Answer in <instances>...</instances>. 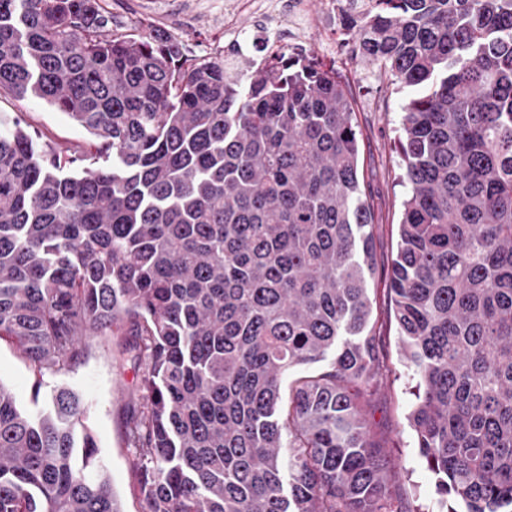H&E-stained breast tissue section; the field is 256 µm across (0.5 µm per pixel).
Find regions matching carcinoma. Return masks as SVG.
<instances>
[{"instance_id": "cac0c4a2", "label": "carcinoma", "mask_w": 512, "mask_h": 512, "mask_svg": "<svg viewBox=\"0 0 512 512\" xmlns=\"http://www.w3.org/2000/svg\"><path fill=\"white\" fill-rule=\"evenodd\" d=\"M104 22L100 0H0V91L95 139L75 171L0 115V342L41 375L130 327L143 512H395L349 91L313 57L230 73ZM347 36L414 90L390 274L409 427L444 512H512V0H378ZM83 415L0 382V512H121Z\"/></svg>"}]
</instances>
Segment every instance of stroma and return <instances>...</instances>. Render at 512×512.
Returning <instances> with one entry per match:
<instances>
[{
	"label": "stroma",
	"instance_id": "stroma-1",
	"mask_svg": "<svg viewBox=\"0 0 512 512\" xmlns=\"http://www.w3.org/2000/svg\"><path fill=\"white\" fill-rule=\"evenodd\" d=\"M224 4L225 0H101L109 19L108 32L171 35L195 55L205 57H222L229 52ZM331 46L329 26L306 30L303 53L318 54L321 63L334 69L352 94L360 183L374 224L376 272L369 295L378 384L366 398L368 430L385 451L384 476L404 512H436L439 495L435 479L419 455L416 436L406 420L414 402L413 381L400 351L388 290L407 192L401 182L404 162L397 140L410 91L355 55L332 57ZM1 112L21 122L36 140L72 158L81 157L93 141L84 127L40 99L21 100L4 92L0 94ZM124 341V336L109 333L83 337V355L77 363L68 371H48L40 377L16 348L1 342L0 383L20 408L30 412L46 409L57 387L77 391L122 512H142L135 451L128 444L125 429L129 412L141 403V376L131 356L123 352Z\"/></svg>",
	"mask_w": 512,
	"mask_h": 512
}]
</instances>
